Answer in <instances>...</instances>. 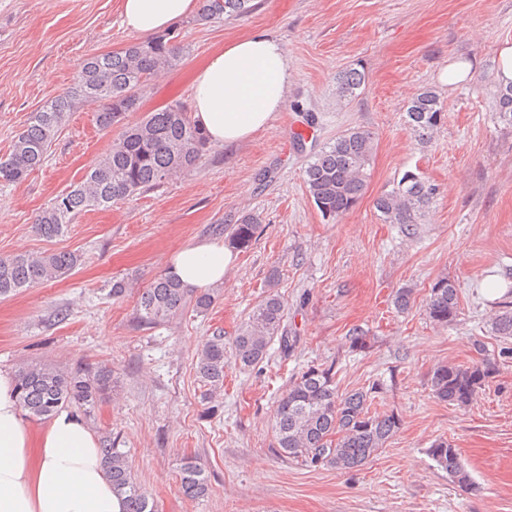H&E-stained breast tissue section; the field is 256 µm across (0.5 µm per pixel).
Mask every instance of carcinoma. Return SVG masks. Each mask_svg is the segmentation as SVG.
<instances>
[{"mask_svg": "<svg viewBox=\"0 0 512 512\" xmlns=\"http://www.w3.org/2000/svg\"><path fill=\"white\" fill-rule=\"evenodd\" d=\"M252 9V0H199L195 21L210 23ZM175 40L171 31L148 42H133L122 51L85 58L67 91L31 113L26 127L12 140L8 154L0 157V185L21 182L43 167L68 114L85 104L99 105L95 112L98 128L121 127L108 152L76 185L60 193L64 201L53 198L37 216L34 227L40 236L47 240L60 237L76 215L108 208L198 166L206 139L184 103L176 101L159 112L126 121L129 113L139 111L140 99L151 81L181 61ZM364 82V73L356 69L344 72L338 84L339 97L357 96ZM496 103L500 122L512 127V84L498 89ZM405 118L419 142L428 143L445 118L439 94L433 89L422 90L409 101ZM373 149L371 133L353 128L313 157L305 171V183L323 219L335 220L356 205ZM437 192V185L407 171L392 189L376 199L375 208L385 222L405 225L407 235L413 237ZM259 227L257 214L243 213L228 229L229 246L248 247ZM80 264L81 255L71 251L0 257V298L67 277ZM212 302L211 294L190 295L178 281L164 275L139 293L138 319L142 325L154 327L170 322L188 306L203 313ZM459 314L458 289L443 277L432 286L424 315L430 322L446 327L456 322ZM286 317L283 297L270 292L241 323L231 343H224L221 334L207 337L195 363L197 375L207 386L204 398L212 400L224 391L228 363L256 366L266 359L275 340L282 351H291L294 340L285 332ZM491 329L506 341L512 339V309L495 314ZM499 358L511 359L512 346L501 347L496 359L484 355L470 366H437L430 378L433 396L453 406L469 405L498 375ZM16 378L20 406L39 419L73 403L89 413L112 392V370L106 366L69 372L51 363H34L21 368ZM372 403L370 390L339 392L333 367L307 368L278 400L274 430L281 455L309 468L346 470L362 465L384 448L399 428L394 413L377 412L371 409ZM102 452L123 512H150L147 496L132 480L126 456L113 447L109 435L102 437ZM429 455L458 483L470 484V476L448 440L435 441ZM180 486L192 499L209 495L210 485L196 458L183 460Z\"/></svg>", "mask_w": 512, "mask_h": 512, "instance_id": "obj_1", "label": "carcinoma"}]
</instances>
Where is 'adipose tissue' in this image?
Instances as JSON below:
<instances>
[{
    "label": "adipose tissue",
    "mask_w": 512,
    "mask_h": 512,
    "mask_svg": "<svg viewBox=\"0 0 512 512\" xmlns=\"http://www.w3.org/2000/svg\"><path fill=\"white\" fill-rule=\"evenodd\" d=\"M197 0H122L121 22L144 40L193 14ZM288 92V62L275 38L256 33L226 44L197 73L191 115L214 146L238 144L271 128ZM236 256L223 241L197 239L166 264L188 289L223 282ZM0 370V512H122L96 435L75 413L58 409L41 431L38 455L16 398Z\"/></svg>",
    "instance_id": "obj_1"
}]
</instances>
